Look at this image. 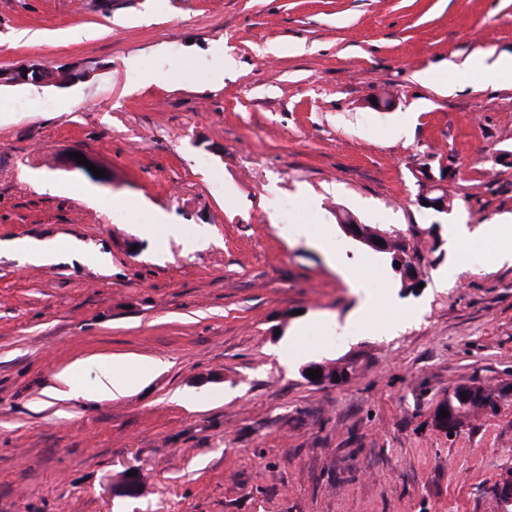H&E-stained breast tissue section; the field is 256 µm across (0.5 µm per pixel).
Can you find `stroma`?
<instances>
[{
	"label": "stroma",
	"instance_id": "1",
	"mask_svg": "<svg viewBox=\"0 0 512 512\" xmlns=\"http://www.w3.org/2000/svg\"><path fill=\"white\" fill-rule=\"evenodd\" d=\"M220 52L234 74L212 84ZM482 52L512 54V0H0V68L85 74L0 88V240L110 258L0 253V512H506L487 487L512 471V406L432 421L457 385L512 383V266L492 242L458 268L448 242L512 225V84L467 67ZM427 164L451 213L417 202ZM340 208L401 234L423 288ZM160 220L210 240L141 233ZM103 357L160 367L117 399L46 396ZM347 359L338 386L300 374ZM132 469L142 495L114 494ZM336 219L340 229L343 231L345 236L351 238L356 242H360L364 245H369L373 248L382 250V251H393L394 244L397 242L395 238L390 237L386 234H379V237L375 238H367L363 225L360 224L354 217L349 215L348 213L336 212ZM355 228H358V232H355ZM377 240L383 241V245H378ZM511 224H481L478 228L471 231L466 224H452L448 228V236L455 242L456 250H464L476 240L499 241ZM2 246L19 255L24 262L33 265L47 263L67 253L91 256L102 264L106 265L108 263L107 257L90 252L84 242L76 239H68V242L63 249L59 248L57 242L33 238H19L4 242L0 241V248ZM381 254L386 255V257L389 260V265L391 270L399 277L401 288H417L418 285L421 283V279L419 277L420 270H419V263L413 256H406L402 253H397L395 255L396 261L400 262L399 269L403 272V282L401 276L396 272L395 262L392 260L391 256L387 253L379 252ZM406 285V287H405Z\"/></svg>",
	"mask_w": 512,
	"mask_h": 512
}]
</instances>
